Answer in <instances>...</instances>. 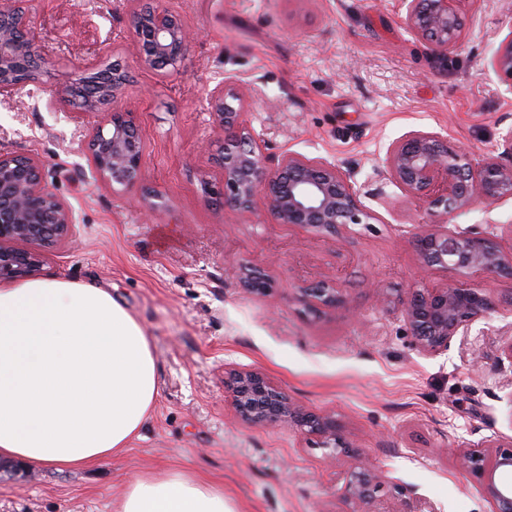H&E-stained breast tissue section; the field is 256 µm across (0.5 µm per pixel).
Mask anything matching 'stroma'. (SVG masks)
<instances>
[{
    "instance_id": "obj_1",
    "label": "stroma",
    "mask_w": 512,
    "mask_h": 512,
    "mask_svg": "<svg viewBox=\"0 0 512 512\" xmlns=\"http://www.w3.org/2000/svg\"><path fill=\"white\" fill-rule=\"evenodd\" d=\"M195 33L177 71L134 62L132 0H36L40 45L57 75L0 98V152L46 164L50 187L72 207L76 244L48 251L41 277L93 281L111 290L148 330L160 394L142 437L94 467L0 471V512H114L142 474L180 471L223 488L234 512H346L354 459L330 456L291 422L249 425L227 387L257 372L303 410L335 417L342 436L386 482L377 512L421 495L440 512H493L478 480L455 467L464 442L512 435V280L422 269L414 235L427 214L374 167L412 129L447 133L475 153L512 130V90L486 61L512 30V0H466L465 38L440 55L406 26L398 0H164ZM130 69L121 102L146 147L144 186L164 210L146 215L142 188L101 181L87 144L98 112H71L57 76L96 59L100 41ZM247 89L246 120L268 154L290 149L350 169L392 210L379 224L335 237L219 208L207 188L222 173L204 146L220 131L208 94L225 77ZM499 224L512 245V201L448 217L449 229ZM264 267L271 290L256 298L236 270ZM336 284L342 305L301 296ZM479 288L494 308L448 352L421 355L386 300L416 288ZM403 494H396L395 486Z\"/></svg>"
}]
</instances>
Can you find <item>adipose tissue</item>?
Listing matches in <instances>:
<instances>
[{
	"label": "adipose tissue",
	"instance_id": "ef3b65f1",
	"mask_svg": "<svg viewBox=\"0 0 512 512\" xmlns=\"http://www.w3.org/2000/svg\"><path fill=\"white\" fill-rule=\"evenodd\" d=\"M152 339L110 291L58 278L0 288V457L59 470L121 455L159 397ZM116 512H232L184 473L130 481Z\"/></svg>",
	"mask_w": 512,
	"mask_h": 512
}]
</instances>
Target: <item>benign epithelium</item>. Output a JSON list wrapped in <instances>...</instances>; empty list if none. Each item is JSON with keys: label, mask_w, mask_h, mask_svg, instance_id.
Segmentation results:
<instances>
[{"label": "benign epithelium", "mask_w": 512, "mask_h": 512, "mask_svg": "<svg viewBox=\"0 0 512 512\" xmlns=\"http://www.w3.org/2000/svg\"><path fill=\"white\" fill-rule=\"evenodd\" d=\"M31 0H0V98L19 94L51 75L49 62L38 46L30 15ZM465 0H400L407 26L442 51L464 39L460 5ZM136 45V65L145 70L178 69L192 47L189 27L181 14L159 0H138L130 16ZM112 48L106 44L96 62L78 66L93 75L94 90L78 112H103L105 118L92 135L88 151L100 178L117 191L141 184L145 145L131 113L119 107L132 85L129 71L115 65L106 70ZM488 70L508 82L512 90V30L487 61ZM249 105L246 94L231 80L209 94V109L224 137L207 146L212 162L222 171L224 206L241 213L263 202L278 224L309 228L334 236L351 224L381 220L366 204L385 200L370 193L353 175L324 159L285 150L268 156L253 129L243 119ZM45 163L30 154L0 152V281L31 279L39 273L45 251L74 236L76 218L71 206L48 185ZM376 176L395 184L427 214L446 216L476 205L492 207L512 200V133L503 137V151L477 155L448 142V136L410 130L388 147L375 168ZM23 242L31 248H19ZM420 265L456 275L495 273L512 278V251L507 253L494 232H448L445 224H426L415 234ZM239 284L251 295L271 287L266 271L245 266ZM311 301L326 307L342 302L339 289L317 283L304 289ZM493 308L476 288L416 289L400 304L399 313L418 352L437 356L452 340L466 336L472 325ZM230 390L238 416L248 424L292 421L319 438L332 456H351L352 447L330 415L305 412L263 376L240 372ZM459 468L479 480L496 512H512V436L470 441L458 449ZM383 482L367 464L355 467L346 482L350 512H374Z\"/></svg>", "instance_id": "obj_1"}]
</instances>
